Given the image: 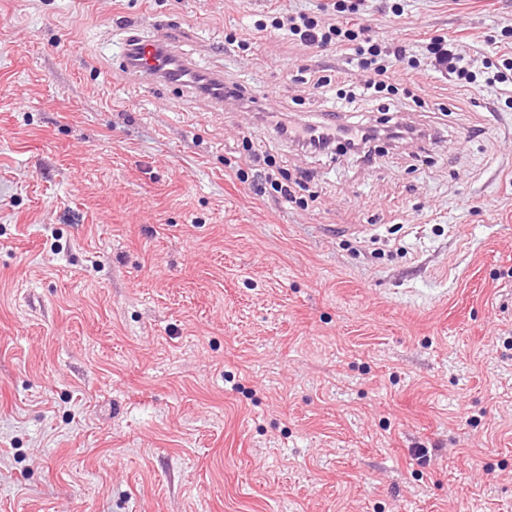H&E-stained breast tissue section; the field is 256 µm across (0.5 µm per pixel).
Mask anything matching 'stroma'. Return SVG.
<instances>
[{
  "instance_id": "35a3bbf8",
  "label": "stroma",
  "mask_w": 512,
  "mask_h": 512,
  "mask_svg": "<svg viewBox=\"0 0 512 512\" xmlns=\"http://www.w3.org/2000/svg\"><path fill=\"white\" fill-rule=\"evenodd\" d=\"M367 4L374 39L512 51V0ZM268 7L0 0V512H512V109L424 70L394 117L426 137L331 161L119 67L163 28L323 114L348 57L225 47Z\"/></svg>"
}]
</instances>
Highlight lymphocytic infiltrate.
I'll return each mask as SVG.
<instances>
[{
  "mask_svg": "<svg viewBox=\"0 0 512 512\" xmlns=\"http://www.w3.org/2000/svg\"><path fill=\"white\" fill-rule=\"evenodd\" d=\"M333 22L319 23L309 13L299 11L283 13L282 9L268 11L267 21H255L257 34H277L289 41L315 52L333 48L349 55L351 63L366 71L363 84L344 78L340 81L337 97L345 103L380 94L397 95L411 84L413 72L421 62H428L437 70H445L455 85L469 89L480 86L512 85V56L501 55L498 61H485L483 72L473 70L471 63L455 53L448 37L433 36L423 44V56H416L410 44H381L368 38L366 31L370 12L365 0H335ZM280 134L293 141H300L314 152L334 156L335 152H350L354 156H370L375 134L371 128L356 130L354 135L337 139L335 130L325 129L315 133L302 126L278 124Z\"/></svg>",
  "mask_w": 512,
  "mask_h": 512,
  "instance_id": "f902f5d3",
  "label": "lymphocytic infiltrate"
}]
</instances>
